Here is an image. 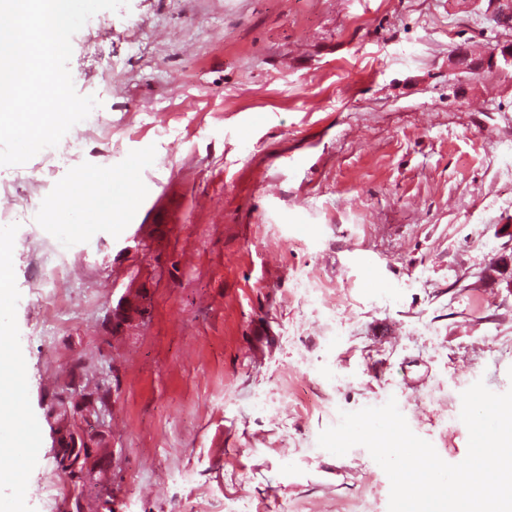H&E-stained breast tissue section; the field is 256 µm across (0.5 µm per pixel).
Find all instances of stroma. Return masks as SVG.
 <instances>
[{
  "mask_svg": "<svg viewBox=\"0 0 512 512\" xmlns=\"http://www.w3.org/2000/svg\"><path fill=\"white\" fill-rule=\"evenodd\" d=\"M511 36L487 0H130L95 14L69 61L101 103L94 132L72 127L54 169L40 153L0 166V351L22 356L8 395L31 444L0 453V512H43L57 477L46 406L77 361L109 391L87 512L105 496L113 512L238 498L249 512H388L369 451L317 439L391 398L463 461L462 392L512 389V68L448 57ZM87 171L108 187L68 236L61 191ZM57 250L72 321L48 345ZM132 288L148 314L113 329Z\"/></svg>",
  "mask_w": 512,
  "mask_h": 512,
  "instance_id": "35a3bbf8",
  "label": "stroma"
}]
</instances>
